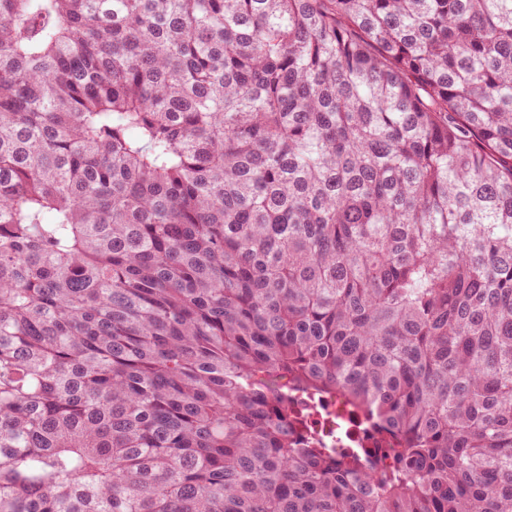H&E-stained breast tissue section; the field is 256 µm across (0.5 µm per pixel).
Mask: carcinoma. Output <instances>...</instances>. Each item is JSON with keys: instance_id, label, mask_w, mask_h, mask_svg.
I'll use <instances>...</instances> for the list:
<instances>
[{"instance_id": "cac0c4a2", "label": "carcinoma", "mask_w": 512, "mask_h": 512, "mask_svg": "<svg viewBox=\"0 0 512 512\" xmlns=\"http://www.w3.org/2000/svg\"><path fill=\"white\" fill-rule=\"evenodd\" d=\"M0 512H512V0H0ZM319 409L314 418L306 425L309 434L325 439L332 447L350 448V434L355 430L356 419L347 412L343 403L336 396L318 400ZM343 428L341 442L336 441V430Z\"/></svg>"}]
</instances>
